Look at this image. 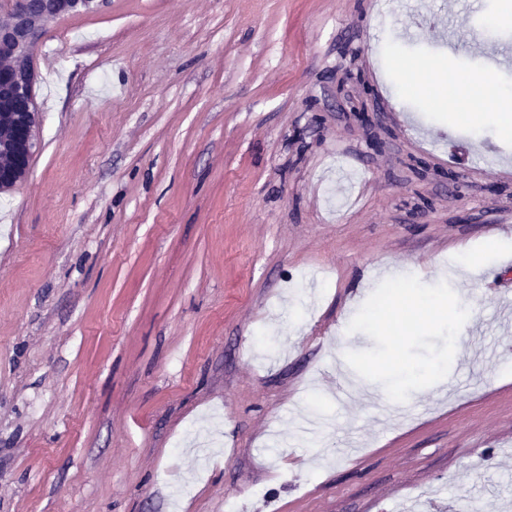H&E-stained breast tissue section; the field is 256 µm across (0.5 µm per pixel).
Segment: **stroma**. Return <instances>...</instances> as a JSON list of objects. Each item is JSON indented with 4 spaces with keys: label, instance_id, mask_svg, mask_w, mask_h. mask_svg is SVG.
Segmentation results:
<instances>
[{
    "label": "stroma",
    "instance_id": "1",
    "mask_svg": "<svg viewBox=\"0 0 512 512\" xmlns=\"http://www.w3.org/2000/svg\"><path fill=\"white\" fill-rule=\"evenodd\" d=\"M489 13L503 34L440 52ZM504 44L512 0L49 23L38 149L0 193V512H512V137L398 93L384 56L461 80ZM463 247L483 269L449 284L479 305L448 375L337 397L378 269L429 285Z\"/></svg>",
    "mask_w": 512,
    "mask_h": 512
}]
</instances>
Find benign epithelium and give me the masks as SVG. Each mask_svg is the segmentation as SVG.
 <instances>
[{
    "label": "benign epithelium",
    "instance_id": "1",
    "mask_svg": "<svg viewBox=\"0 0 512 512\" xmlns=\"http://www.w3.org/2000/svg\"><path fill=\"white\" fill-rule=\"evenodd\" d=\"M96 0H10L0 19V193L19 186L29 174L38 148L39 112L34 96L31 46L35 35L49 21L79 8L90 10Z\"/></svg>",
    "mask_w": 512,
    "mask_h": 512
}]
</instances>
